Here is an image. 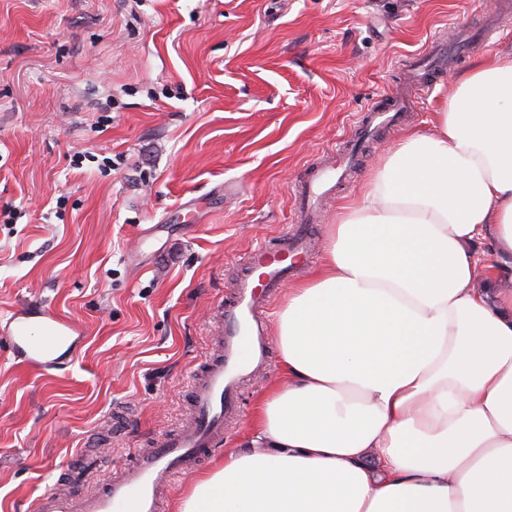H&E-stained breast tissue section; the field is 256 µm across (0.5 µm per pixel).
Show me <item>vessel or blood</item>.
Returning <instances> with one entry per match:
<instances>
[{
    "mask_svg": "<svg viewBox=\"0 0 512 512\" xmlns=\"http://www.w3.org/2000/svg\"><path fill=\"white\" fill-rule=\"evenodd\" d=\"M403 94L373 102L360 117L367 128L378 129L407 111ZM335 164L316 166L293 190L301 208L289 233L277 246H256L241 263L232 298L224 306L222 353L211 361L205 377L194 389L195 418L175 437L160 441L151 453L125 464L103 490L81 500L55 492L40 500L38 512H163V495L186 466L208 453L224 432L225 416L234 414V394L240 383L270 362V340L264 309L288 278L294 259L309 255L308 226L315 219V203L334 194ZM22 314L5 323L13 354L39 368L48 361L50 346L63 343L66 322L50 315L42 336H25L19 329Z\"/></svg>",
    "mask_w": 512,
    "mask_h": 512,
    "instance_id": "vessel-or-blood-1",
    "label": "vessel or blood"
}]
</instances>
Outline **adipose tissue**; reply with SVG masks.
<instances>
[{"mask_svg":"<svg viewBox=\"0 0 512 512\" xmlns=\"http://www.w3.org/2000/svg\"><path fill=\"white\" fill-rule=\"evenodd\" d=\"M274 336L279 379L177 512H512V51L383 157Z\"/></svg>","mask_w":512,"mask_h":512,"instance_id":"ef3b65f1","label":"adipose tissue"}]
</instances>
